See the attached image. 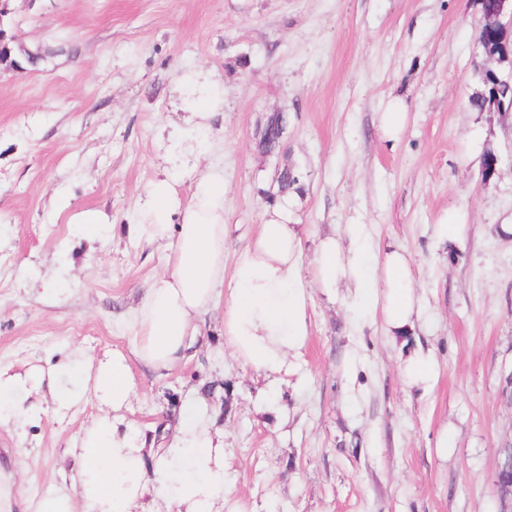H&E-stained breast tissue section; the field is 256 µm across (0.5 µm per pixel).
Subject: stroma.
Returning <instances> with one entry per match:
<instances>
[{"instance_id":"stroma-1","label":"stroma","mask_w":512,"mask_h":512,"mask_svg":"<svg viewBox=\"0 0 512 512\" xmlns=\"http://www.w3.org/2000/svg\"><path fill=\"white\" fill-rule=\"evenodd\" d=\"M7 30L49 47L36 66L0 72V366L57 372L32 390L33 416L0 425V489L14 512L49 491L80 493L71 445L100 416L94 393L58 411L53 390L81 381L85 357L127 345L125 324L170 250L129 226L172 165L188 201L195 175L222 168L226 265L264 220L276 167L303 177L295 218L307 247L365 225L374 248L413 259L423 312L407 338L312 289L310 336L268 405V381L224 341V304L198 324L173 368H133L123 413L143 437L201 400L224 431L225 494L242 512H501L500 450L512 448V115L476 111L482 89L477 0H12ZM224 91L198 148L182 142L189 72ZM400 100L399 133L383 116ZM288 116L287 151L255 129ZM502 162L489 184L480 163ZM104 214L89 238L79 213ZM458 213L463 230L436 227ZM420 350L430 387L400 365Z\"/></svg>"}]
</instances>
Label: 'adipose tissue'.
I'll use <instances>...</instances> for the list:
<instances>
[{
    "label": "adipose tissue",
    "instance_id": "1",
    "mask_svg": "<svg viewBox=\"0 0 512 512\" xmlns=\"http://www.w3.org/2000/svg\"><path fill=\"white\" fill-rule=\"evenodd\" d=\"M178 177L174 170L150 184L131 227L135 235L174 245L167 271L132 311L127 348L90 361L83 383L58 398L64 410L91 392L109 410L75 446L81 496L49 493L37 512H133L151 487L176 502L179 512H238L224 496V435L205 410L182 417L164 448L133 433L120 416L136 391L133 362L170 369L187 350L195 317L213 304L216 292L224 294V340L232 355L266 376L287 371L289 356L305 347L311 287L331 295L346 290L353 307L380 311L393 334L405 333L420 316L410 255L395 247L369 263L363 225H351L344 236H318L312 259H305L304 228L291 218L292 194L266 208L232 273H225L224 173L207 171L185 202L175 193ZM41 382L0 369V424L27 422L22 394L28 384ZM151 455L158 458L152 470L146 467Z\"/></svg>",
    "mask_w": 512,
    "mask_h": 512
}]
</instances>
